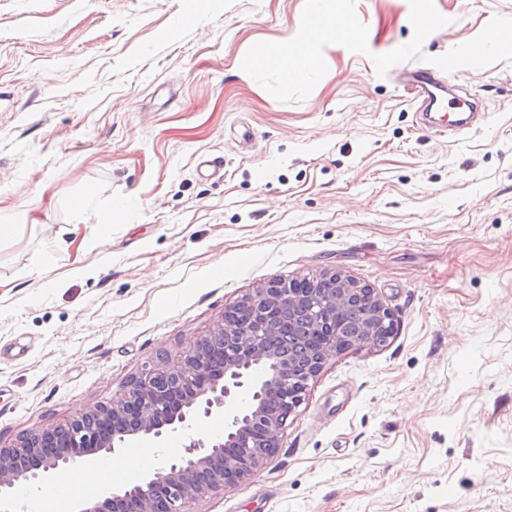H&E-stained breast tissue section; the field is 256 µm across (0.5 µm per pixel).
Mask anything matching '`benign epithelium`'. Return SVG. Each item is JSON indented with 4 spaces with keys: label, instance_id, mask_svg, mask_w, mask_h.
<instances>
[{
    "label": "benign epithelium",
    "instance_id": "obj_1",
    "mask_svg": "<svg viewBox=\"0 0 512 512\" xmlns=\"http://www.w3.org/2000/svg\"><path fill=\"white\" fill-rule=\"evenodd\" d=\"M248 310L252 327L231 312ZM394 318L374 290L334 272L301 288L270 281L230 305L224 323L173 358L133 376L119 396L64 422L0 446V512H20L14 490L131 440L158 443L172 432L225 419L224 433L191 438L183 452L144 481L110 487L78 502L76 512H196L200 500L259 471L279 447L277 434L300 405L309 381L336 354L374 347ZM248 401L230 408L239 390ZM234 448L229 456L224 449Z\"/></svg>",
    "mask_w": 512,
    "mask_h": 512
}]
</instances>
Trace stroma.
Masks as SVG:
<instances>
[{
	"label": "stroma",
	"mask_w": 512,
	"mask_h": 512,
	"mask_svg": "<svg viewBox=\"0 0 512 512\" xmlns=\"http://www.w3.org/2000/svg\"><path fill=\"white\" fill-rule=\"evenodd\" d=\"M304 4L0 0V444L109 401L269 280L339 271L394 335L327 363L276 454L198 512H512V63L457 68L478 128L425 130L372 61L411 39L409 0H356L369 54L326 46L281 102L241 64ZM434 6L429 57L512 19Z\"/></svg>",
	"instance_id": "35a3bbf8"
}]
</instances>
